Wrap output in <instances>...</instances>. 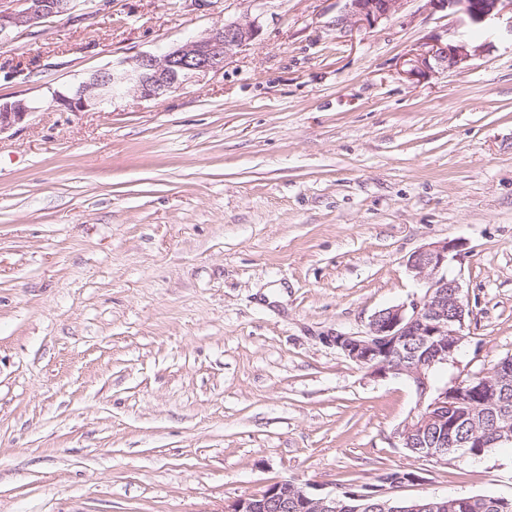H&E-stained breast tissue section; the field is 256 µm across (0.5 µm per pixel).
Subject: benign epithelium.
Returning <instances> with one entry per match:
<instances>
[{"mask_svg": "<svg viewBox=\"0 0 512 512\" xmlns=\"http://www.w3.org/2000/svg\"><path fill=\"white\" fill-rule=\"evenodd\" d=\"M22 9L0 11V35L16 28L30 27L54 16L73 10L72 0H20ZM348 15L356 22L374 27L383 20L396 16L407 0H347ZM432 9L453 8L472 24L480 25L491 18L502 0H426ZM256 34L252 23L228 22L210 30L199 38L161 54H141L122 62L117 67L93 73L82 82L77 95L58 96L54 100L60 112L104 111L117 98L128 95L144 100L163 97L183 88L196 78L224 69V62L235 49ZM466 42L444 44L437 42L411 60L409 77L423 78L436 68H457L467 63L476 52ZM37 102L28 98L0 101V135L9 132L37 113ZM459 247L457 243L438 241L416 251L408 260V267L419 287L425 289L402 304L393 305L383 313H375L365 332L338 333L327 337L351 361L374 378L389 376L409 382L416 395V409L393 432L401 447L409 448L410 436L428 424L439 426L448 422L446 410L453 408L463 397L472 394L475 379L489 394L507 390L512 376L502 368L512 361L506 358L490 369L457 379L437 391H432L429 375L435 366H445L454 358L466 340L463 329L466 307L460 298L459 281L448 275L449 254ZM421 344L419 358L404 356L409 339ZM464 443L441 439L420 452L421 457L442 462L448 449L462 448ZM369 496L347 492L315 494L309 485L288 481L270 484L263 492L241 497L224 512H288V501H293L298 512H368L364 501ZM359 502L349 505L347 501ZM448 504L436 497H424L408 502V506L391 512H445Z\"/></svg>", "mask_w": 512, "mask_h": 512, "instance_id": "obj_1", "label": "benign epithelium"}]
</instances>
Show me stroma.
Returning a JSON list of instances; mask_svg holds the SVG:
<instances>
[{
  "instance_id": "1",
  "label": "stroma",
  "mask_w": 512,
  "mask_h": 512,
  "mask_svg": "<svg viewBox=\"0 0 512 512\" xmlns=\"http://www.w3.org/2000/svg\"><path fill=\"white\" fill-rule=\"evenodd\" d=\"M0 37V512H224L292 479L390 471L394 496L512 499V447L435 463L396 446L416 396L330 345L409 301V257L469 310L445 380L512 355V0L478 29L406 0H92ZM222 72L151 101L52 94L214 26ZM478 45L415 83L434 39ZM348 15L355 23L374 27L383 20L396 16L406 0H346ZM37 102L28 98H15L10 101L0 100V135L9 132L27 121L38 111Z\"/></svg>"
}]
</instances>
